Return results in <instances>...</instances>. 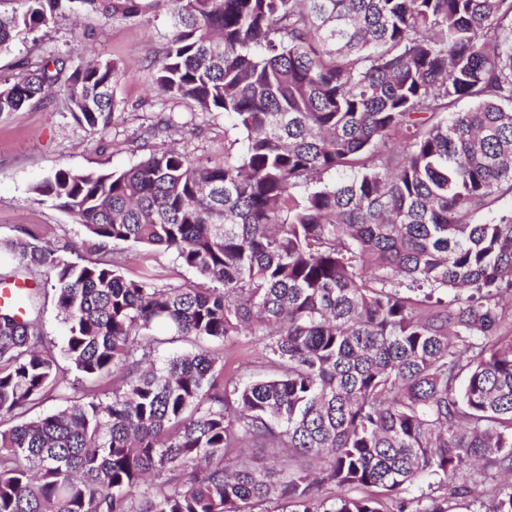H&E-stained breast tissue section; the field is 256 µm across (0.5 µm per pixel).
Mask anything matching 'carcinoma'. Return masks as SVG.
I'll return each mask as SVG.
<instances>
[{
    "label": "carcinoma",
    "mask_w": 512,
    "mask_h": 512,
    "mask_svg": "<svg viewBox=\"0 0 512 512\" xmlns=\"http://www.w3.org/2000/svg\"><path fill=\"white\" fill-rule=\"evenodd\" d=\"M15 2L0 51L65 2L147 25L165 12L151 84L224 113L243 141L217 164L160 148L33 188L94 247L169 252L206 284L7 242L53 278L64 336L0 308V512H383L362 487L388 512H448L411 488L464 495L480 461L512 474V336L499 335L512 213H497L512 198V0ZM121 79L108 60H26L0 84V112L61 96L95 134ZM464 98L475 105L449 111ZM160 332L253 336L277 372L226 379L208 350L160 361ZM71 370L112 380V396L29 415ZM249 443L287 457L232 452ZM324 485L340 494L319 497ZM485 512H512L511 479Z\"/></svg>",
    "instance_id": "cac0c4a2"
}]
</instances>
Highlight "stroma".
<instances>
[{"label":"stroma","mask_w":512,"mask_h":512,"mask_svg":"<svg viewBox=\"0 0 512 512\" xmlns=\"http://www.w3.org/2000/svg\"><path fill=\"white\" fill-rule=\"evenodd\" d=\"M166 47L165 20L146 26L87 18L67 10L48 28L20 35L9 51L0 53V81L16 74L22 60L47 54L61 55L75 63L95 56L117 63L123 72L115 87L121 114L98 134H89L76 124L59 98L0 113V238L15 237L18 229L25 228L72 258L95 261L122 257L121 272L130 279L147 271L175 285L196 280V273L169 253L125 243L102 250L89 247L83 228L72 216L53 203L36 201L32 191L56 170L121 169L150 150L167 145L195 160L223 161L225 145L239 136L223 113L186 112L180 127L155 131L163 101L149 80V65L162 57ZM210 348L222 354L225 374L247 379L274 372L253 337L214 342Z\"/></svg>","instance_id":"stroma-1"}]
</instances>
